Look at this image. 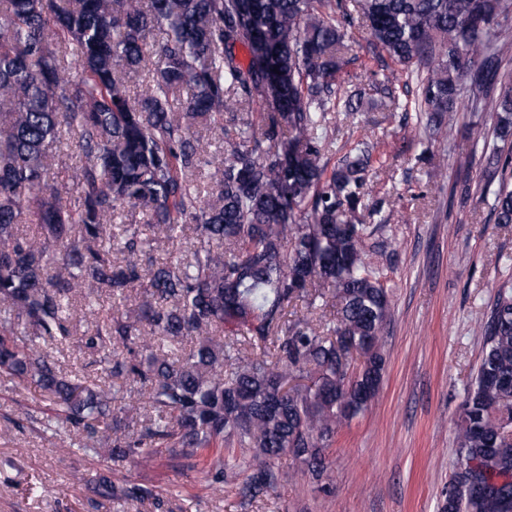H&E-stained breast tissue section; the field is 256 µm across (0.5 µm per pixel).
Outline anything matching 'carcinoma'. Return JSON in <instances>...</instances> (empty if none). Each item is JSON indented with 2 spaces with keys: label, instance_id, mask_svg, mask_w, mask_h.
<instances>
[{
  "label": "carcinoma",
  "instance_id": "1",
  "mask_svg": "<svg viewBox=\"0 0 512 512\" xmlns=\"http://www.w3.org/2000/svg\"><path fill=\"white\" fill-rule=\"evenodd\" d=\"M355 13L374 48L423 65L425 128L452 131L466 90L489 113L502 145L485 152L481 193L512 224V0H0V376L46 394L48 439L68 431L115 463L158 445L203 457L217 488L224 448H238L251 498L277 487L286 454L327 477L336 427L376 395L391 304L366 251L379 225L361 212L372 146L324 162L336 102L349 115L368 94L399 105L389 75L336 83ZM139 71L151 84L135 99L126 76ZM256 97L272 102L258 126L243 108ZM226 117L238 139L215 166L198 129ZM210 165L202 190L192 174ZM125 210L171 244L191 231L190 254L143 269L149 237L110 223ZM105 294L110 315L77 334L78 308ZM299 302L306 314L288 318ZM479 329L444 512H512V284ZM74 342L108 387L46 352ZM94 493L163 505L107 475Z\"/></svg>",
  "mask_w": 512,
  "mask_h": 512
}]
</instances>
